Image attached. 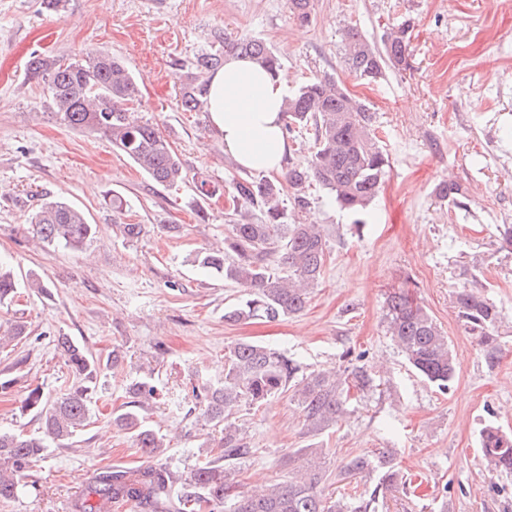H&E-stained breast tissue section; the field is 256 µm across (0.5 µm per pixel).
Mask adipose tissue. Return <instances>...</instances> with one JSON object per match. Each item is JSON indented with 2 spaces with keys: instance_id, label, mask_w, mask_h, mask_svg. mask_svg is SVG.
Masks as SVG:
<instances>
[{
  "instance_id": "adipose-tissue-1",
  "label": "adipose tissue",
  "mask_w": 512,
  "mask_h": 512,
  "mask_svg": "<svg viewBox=\"0 0 512 512\" xmlns=\"http://www.w3.org/2000/svg\"><path fill=\"white\" fill-rule=\"evenodd\" d=\"M287 89L285 75H271L247 58H226L209 75L210 127L240 167L276 174L290 157L283 113Z\"/></svg>"
}]
</instances>
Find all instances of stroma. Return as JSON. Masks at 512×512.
<instances>
[{"instance_id":"35a3bbf8","label":"stroma","mask_w":512,"mask_h":512,"mask_svg":"<svg viewBox=\"0 0 512 512\" xmlns=\"http://www.w3.org/2000/svg\"><path fill=\"white\" fill-rule=\"evenodd\" d=\"M406 20L407 68L356 80L340 27L376 40ZM218 29L269 44L291 88L335 76L376 112L390 160L362 231L327 190L310 187L305 219L321 224L327 262L306 309L277 321L226 322L225 307L244 288L194 263L197 251L223 246L230 232L224 191L235 170L208 114L182 110L180 66L218 51ZM93 50L130 68L134 110L172 144L184 182L154 184L106 138L60 121L42 86L25 79L33 55ZM203 178L212 196L197 190ZM449 179L463 189L462 207L435 194ZM47 196L81 208L96 226L93 239L77 250L33 240L28 222ZM123 222L145 230L127 239ZM501 224H512V0H312L305 25L286 0H0V260L18 279L32 274L47 287L21 289L0 307V324L18 321L27 331L0 350V374L15 380L0 393V429L40 435L39 417L19 411L27 389L54 398L75 385L56 336L103 358L122 356L98 378L89 425L53 443L31 469L29 488L0 502V512H74L98 474L115 466L161 465L189 477L219 455L223 435L196 412L192 390L221 380L225 351L242 340L285 354L305 373L361 365L375 382L316 434L291 391L238 407L234 419L251 448L229 470L238 490L277 483L297 450L312 446L326 453V494L362 492L378 473L345 479L341 468L387 449L403 479L379 512H512V474L488 478L477 452L486 423L512 429V254L500 248ZM474 278L501 313L492 361L453 307L456 288ZM398 287L415 291L460 358L447 392L418 376L386 333L385 298ZM147 374L157 392L140 414L166 438L153 457L112 423L130 384Z\"/></svg>"}]
</instances>
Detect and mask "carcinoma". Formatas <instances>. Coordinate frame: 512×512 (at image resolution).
<instances>
[{"mask_svg": "<svg viewBox=\"0 0 512 512\" xmlns=\"http://www.w3.org/2000/svg\"><path fill=\"white\" fill-rule=\"evenodd\" d=\"M287 4L294 19L309 22L310 0H287ZM410 27L406 21L388 29L378 45L357 27L345 26L341 41L349 72L371 82L387 69H404ZM213 38L224 44V54H201L184 74L180 104L185 112L204 111L207 74L223 64L225 55L251 58L274 74L279 71V59L265 41L251 36L232 38L221 31ZM26 79L43 86L50 108L65 124L108 138L154 183L173 186L185 178L184 163L169 141L154 125L137 120L130 112L129 104L138 95L136 83L126 65L110 53L98 51L69 59L36 54ZM285 114L287 133L296 128L313 131L315 151L307 161L289 164L282 182L249 174L233 179L228 196L233 224L226 248L204 249L195 257L200 268L246 288L245 296L225 309L227 322L273 321L303 312L311 290L321 282L327 244L319 225L290 224L288 212L297 217L307 210L308 189L315 183L331 194L340 209L360 216L377 197L389 168L388 157L378 146L376 112L335 77L317 76L302 84L286 99ZM285 183L292 189L288 204L282 198ZM436 194L451 206L462 204V187L456 182L439 183ZM31 229L39 242L71 249L83 247L95 234V226L82 210L59 199L43 203L32 217ZM16 290L13 271L0 261V305L10 302ZM453 304L465 332L495 359L500 321L495 303L473 286L457 290ZM385 322L386 333L413 369L439 391H448L460 363L447 333L424 303L410 290L399 288L387 297ZM56 348L78 384L53 400L38 387L29 390L20 410L43 419L42 436L0 431V501L19 497L27 472L45 458L50 443L67 439L88 425L101 359L70 336L57 337ZM300 370L299 364L267 346L236 343L224 353V378L205 387L201 398V416L223 427L222 453L184 480L166 468L101 473L78 512H110L118 502H133L145 512H378L379 493L401 481L386 451L372 458L354 456L343 466V472L351 475L382 470L380 485L367 497H326L321 489L326 470L317 448L305 449V463L270 488L231 496L224 465L250 453L239 428L230 422L241 404L258 408L291 383L305 425L318 432L336 422L345 403V388L364 392L373 384L360 367L343 378L315 371L299 378ZM130 394L132 403L142 407L154 398L156 388L145 377L132 384ZM114 422L132 433L137 447L150 457L166 447L164 438L147 428L133 409L118 414ZM479 445L488 471L512 472V433L489 424L480 432Z\"/></svg>", "mask_w": 512, "mask_h": 512, "instance_id": "1", "label": "carcinoma"}]
</instances>
